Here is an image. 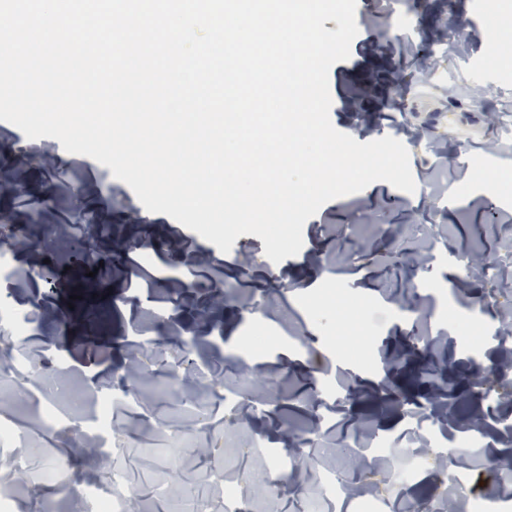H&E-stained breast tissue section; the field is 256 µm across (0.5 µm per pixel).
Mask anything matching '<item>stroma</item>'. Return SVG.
<instances>
[{"label": "stroma", "instance_id": "35a3bbf8", "mask_svg": "<svg viewBox=\"0 0 512 512\" xmlns=\"http://www.w3.org/2000/svg\"><path fill=\"white\" fill-rule=\"evenodd\" d=\"M402 14L412 30L390 36ZM355 18L350 56L329 72L331 123L361 143L401 141L416 189L368 187L327 202L305 223L300 252L277 264L257 236L224 253L146 211L56 139L32 140V161L16 164L17 128L0 126V173L26 186L0 192V212L21 224L91 217L115 229L94 277L100 315L68 306L84 280L80 261L54 283L39 275L72 249L61 230L53 250L14 251L26 287L0 279V299L32 313L31 336L0 331V412L20 430L0 439V488L18 512H71L68 496L32 483L51 457L70 459L75 480L134 486L133 512H166L164 482L188 490L200 470L219 483L250 474L246 512H318L301 477L267 485L263 449L284 465L332 464L353 484L371 465L392 466L382 447H410L422 432L432 460L449 440H471L462 464L480 496L512 485V396L490 405L472 385L512 348V179L492 196L481 178L512 171V141L493 135L494 117L512 111V0L496 17L487 0H357ZM354 98L361 111L348 108ZM144 240L156 247L148 263L129 248ZM158 301L172 304L163 330L148 315ZM477 331L482 343L468 346ZM14 346L38 368L24 384ZM51 392L76 429L46 428ZM97 397L124 406L117 435L127 447L113 471L80 431ZM23 439L34 446L11 465ZM373 482L378 497L432 496L442 510L450 477L432 464L404 485Z\"/></svg>", "mask_w": 512, "mask_h": 512}]
</instances>
